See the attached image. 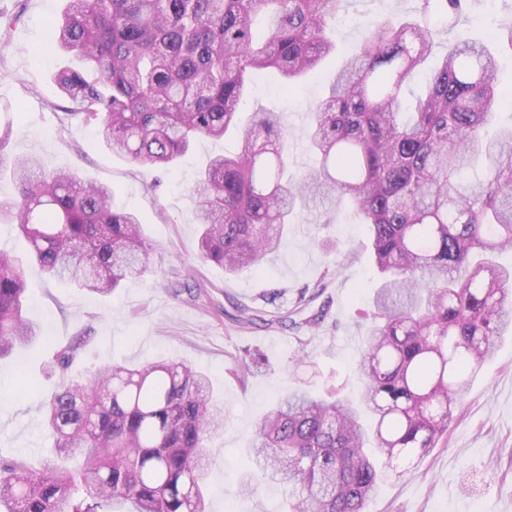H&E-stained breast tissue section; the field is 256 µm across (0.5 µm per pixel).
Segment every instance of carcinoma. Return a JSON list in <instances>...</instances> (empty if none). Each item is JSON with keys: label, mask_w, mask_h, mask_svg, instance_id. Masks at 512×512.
Here are the masks:
<instances>
[{"label": "carcinoma", "mask_w": 512, "mask_h": 512, "mask_svg": "<svg viewBox=\"0 0 512 512\" xmlns=\"http://www.w3.org/2000/svg\"><path fill=\"white\" fill-rule=\"evenodd\" d=\"M344 0H65L49 45L77 57L55 81L96 121L115 155L170 169L199 138L235 129L237 153L218 155L195 189L198 257L235 275L258 270L288 235L289 216L316 199L349 202L370 226L379 277L363 337L360 398L292 389L259 421L252 463L288 486V512H366L380 467L422 457L448 432L471 376L512 329V125L496 117L495 52L482 40L448 46L404 111L403 90L436 47V24L465 0H418L417 16L368 30L312 110L315 166L286 176L275 112L238 125L249 83L275 68L288 86L336 52L329 21ZM267 10L270 27L256 32ZM17 198L0 222L17 226L30 257L55 281L103 297L149 270L142 216L112 208V191L68 171L10 160ZM22 265L0 252V358L39 335L23 315ZM239 329L286 327L288 312L234 304ZM87 342L58 347L64 377L41 407L55 457L40 469L0 453V503L10 512H205L206 441L224 428L206 373L163 358L65 375ZM257 356L234 374L247 380Z\"/></svg>", "instance_id": "1"}]
</instances>
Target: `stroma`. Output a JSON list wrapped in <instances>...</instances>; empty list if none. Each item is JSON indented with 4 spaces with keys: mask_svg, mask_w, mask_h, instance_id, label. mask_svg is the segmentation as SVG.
<instances>
[{
    "mask_svg": "<svg viewBox=\"0 0 512 512\" xmlns=\"http://www.w3.org/2000/svg\"><path fill=\"white\" fill-rule=\"evenodd\" d=\"M62 0H0V12L21 10L20 23L0 46V154L32 155L48 171L69 169L112 190V205L146 219L145 233L156 249L148 272L101 297L48 279L32 262L24 266L28 288L26 317L47 335L23 359H0V453L40 464L53 450V438L40 412L58 373L44 372L49 345H62L81 333L89 340L69 373L88 376L95 365H144L169 357L204 370L213 395L223 401L227 422L208 442L212 465L207 477L206 512H280L288 492L264 481L250 496L235 486L249 473L255 426L271 406L295 386L316 395L338 386L357 396L359 340L368 322L376 281L367 225L345 210L295 213L279 251L260 271L225 274L221 266L197 260L199 226L193 217L192 190L210 159L231 155L237 134L203 138L169 172L137 168L112 153L97 125L66 113L54 76L63 56L48 49L47 32ZM417 0H345L335 27L339 45L321 64L323 79L287 92L269 73L249 90L243 119L260 111L283 115L288 170L312 165L305 136L313 103L356 49L367 27L387 18L415 16ZM512 27V0L485 8L471 0L456 27L437 36L439 50L472 37L494 44L505 96L495 109L512 118V49L498 35ZM206 292L187 290L188 280ZM283 289L270 311L293 307L301 293L315 294L308 314L322 313L313 327L242 331L224 321L228 302L261 305V295ZM263 354L264 365L247 383L231 369L245 350ZM368 512H512V334L474 375L436 448L426 456L398 463L388 471Z\"/></svg>",
    "mask_w": 512,
    "mask_h": 512,
    "instance_id": "1",
    "label": "stroma"
}]
</instances>
